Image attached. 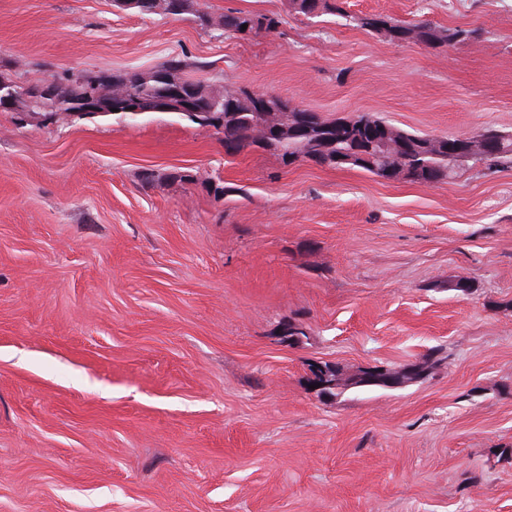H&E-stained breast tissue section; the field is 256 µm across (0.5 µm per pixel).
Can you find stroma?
I'll return each instance as SVG.
<instances>
[{"label": "stroma", "instance_id": "1", "mask_svg": "<svg viewBox=\"0 0 512 512\" xmlns=\"http://www.w3.org/2000/svg\"><path fill=\"white\" fill-rule=\"evenodd\" d=\"M202 2L282 24L240 40L112 0H0V64L29 82L180 55L328 119L512 132V0H348L345 19ZM362 13L476 36L397 44ZM434 355L397 389L308 384L321 362ZM0 512H512V167L386 182L228 155L169 114L0 112Z\"/></svg>", "mask_w": 512, "mask_h": 512}]
</instances>
